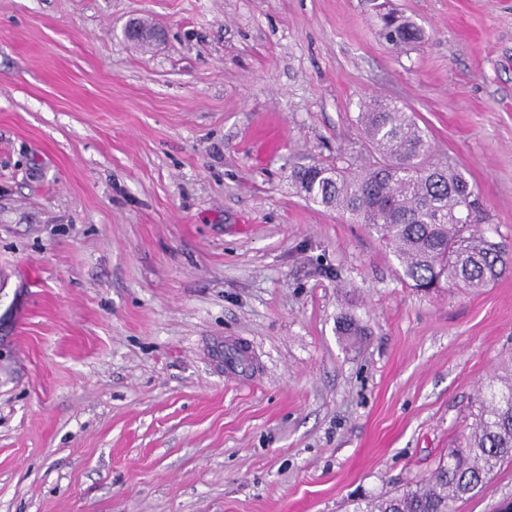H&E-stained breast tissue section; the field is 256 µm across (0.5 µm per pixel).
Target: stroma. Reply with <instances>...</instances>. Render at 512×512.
<instances>
[{"label": "stroma", "mask_w": 512, "mask_h": 512, "mask_svg": "<svg viewBox=\"0 0 512 512\" xmlns=\"http://www.w3.org/2000/svg\"><path fill=\"white\" fill-rule=\"evenodd\" d=\"M389 3L420 42L367 0H0V512H349L457 445L512 271L418 293L291 178L392 102L512 250V0ZM379 16L382 35L393 47H404L415 43L422 36V31L418 26L393 12L381 13L379 9Z\"/></svg>", "instance_id": "stroma-1"}]
</instances>
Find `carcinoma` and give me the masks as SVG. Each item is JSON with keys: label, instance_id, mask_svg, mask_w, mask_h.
Instances as JSON below:
<instances>
[{"label": "carcinoma", "instance_id": "obj_1", "mask_svg": "<svg viewBox=\"0 0 512 512\" xmlns=\"http://www.w3.org/2000/svg\"><path fill=\"white\" fill-rule=\"evenodd\" d=\"M394 47L417 42L421 29L393 12L380 14ZM361 123L372 148L363 169L310 165L292 177L305 198L365 224L394 250L402 278L428 293L451 283L478 290L512 270V252L477 229L478 198L465 173L430 159L426 132L398 107L371 101ZM339 335H365L355 316L338 320ZM512 463V375L492 377L480 392L478 413L461 445L415 487L359 499L352 512H457L501 465Z\"/></svg>", "mask_w": 512, "mask_h": 512}]
</instances>
